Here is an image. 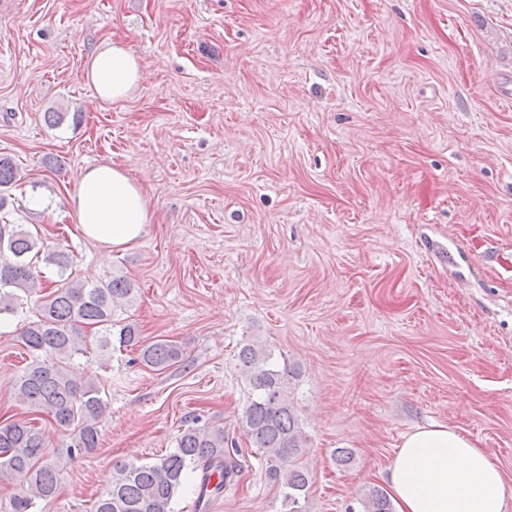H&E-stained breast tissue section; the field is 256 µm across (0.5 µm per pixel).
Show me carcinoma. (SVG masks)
<instances>
[{
	"label": "carcinoma",
	"mask_w": 512,
	"mask_h": 512,
	"mask_svg": "<svg viewBox=\"0 0 512 512\" xmlns=\"http://www.w3.org/2000/svg\"><path fill=\"white\" fill-rule=\"evenodd\" d=\"M17 172L8 158H0V188L9 187ZM38 236L21 224L0 218V316L12 315L37 298L35 319L18 334L31 361L14 384V401L31 413H47L56 427L73 435L67 456L92 453L99 444L98 424L108 408L99 381L73 378L74 357L112 350V336L119 347L139 351L141 362L156 371L183 361L184 352L173 340L146 344L136 328L119 324L118 307L134 291L123 277L89 283L67 279L47 291L35 275L33 260ZM45 262L65 276L73 264L69 252L58 250ZM250 392L241 415L243 432L256 449L267 481L276 486L287 512H303L311 477L301 462L307 437L288 396L291 370L274 361L265 342L255 336L237 354ZM249 466L236 441L222 427L187 426L180 430L175 448L152 463L125 462L113 469L111 479L99 490L93 512H172V502L191 473L200 476L198 498L223 492L234 477ZM61 464L47 450L42 429L32 419L0 422V479L15 484L11 512H37L51 501L60 482ZM216 483H211L212 479ZM362 512H393L386 493L372 488L362 500Z\"/></svg>",
	"instance_id": "1"
}]
</instances>
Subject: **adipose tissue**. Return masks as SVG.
I'll return each instance as SVG.
<instances>
[{"label":"adipose tissue","instance_id":"adipose-tissue-1","mask_svg":"<svg viewBox=\"0 0 512 512\" xmlns=\"http://www.w3.org/2000/svg\"><path fill=\"white\" fill-rule=\"evenodd\" d=\"M144 79L138 57L112 40L92 51L85 69L86 83L108 104L127 98ZM69 203L82 232L107 250L136 242L151 218L146 190L109 163L86 170ZM383 474L395 512H512L505 473L445 424L407 435Z\"/></svg>","mask_w":512,"mask_h":512}]
</instances>
